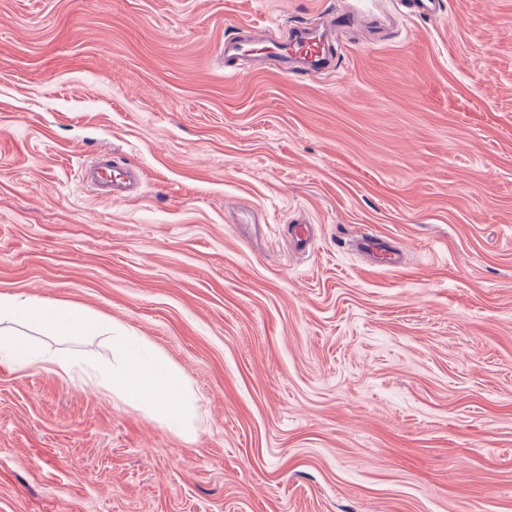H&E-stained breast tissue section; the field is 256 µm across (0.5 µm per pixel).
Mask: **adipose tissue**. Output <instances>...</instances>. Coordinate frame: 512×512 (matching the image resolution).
<instances>
[{
	"label": "adipose tissue",
	"mask_w": 512,
	"mask_h": 512,
	"mask_svg": "<svg viewBox=\"0 0 512 512\" xmlns=\"http://www.w3.org/2000/svg\"><path fill=\"white\" fill-rule=\"evenodd\" d=\"M32 323L68 336L101 333L100 324L78 309L47 305L17 295H0V319ZM112 363L102 381L114 396L144 410L170 431L184 437L195 430L198 404L181 373L153 348L120 326L109 328Z\"/></svg>",
	"instance_id": "adipose-tissue-1"
}]
</instances>
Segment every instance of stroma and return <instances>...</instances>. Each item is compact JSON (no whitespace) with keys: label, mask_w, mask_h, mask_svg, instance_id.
<instances>
[{"label":"stroma","mask_w":512,"mask_h":512,"mask_svg":"<svg viewBox=\"0 0 512 512\" xmlns=\"http://www.w3.org/2000/svg\"><path fill=\"white\" fill-rule=\"evenodd\" d=\"M326 11L377 23L335 71L225 74L235 29ZM103 150L137 198L80 181ZM1 294L143 337L200 409L180 436L101 387L107 335L0 323L73 364L0 358V512H512V0H0ZM289 241L295 252L304 254L313 249L315 236L310 224H292L288 229ZM354 249L365 256L372 268H387L399 271L406 266L404 252L395 248L382 235L366 232L353 244Z\"/></svg>","instance_id":"stroma-1"}]
</instances>
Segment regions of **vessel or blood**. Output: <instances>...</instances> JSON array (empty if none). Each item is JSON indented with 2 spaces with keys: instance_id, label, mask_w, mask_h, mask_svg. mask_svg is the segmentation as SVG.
I'll return each mask as SVG.
<instances>
[{
  "instance_id": "b4317fda",
  "label": "vessel or blood",
  "mask_w": 512,
  "mask_h": 512,
  "mask_svg": "<svg viewBox=\"0 0 512 512\" xmlns=\"http://www.w3.org/2000/svg\"><path fill=\"white\" fill-rule=\"evenodd\" d=\"M349 16L326 13L320 25L308 27L297 25L288 36L272 40L270 50L297 63L302 73H317L333 66L329 42L336 28L349 24ZM261 51L253 41L237 36L224 40V63L231 72L243 70L244 66ZM83 182L93 186L105 197L119 200L137 196L143 180L141 170L132 164H120L110 153H101L89 167L82 171ZM289 241L295 252L304 254L313 248L315 237L307 224H294L288 229ZM354 248L368 260L370 267L401 270L406 262L401 249L395 248L382 235L366 232L354 242Z\"/></svg>"
}]
</instances>
